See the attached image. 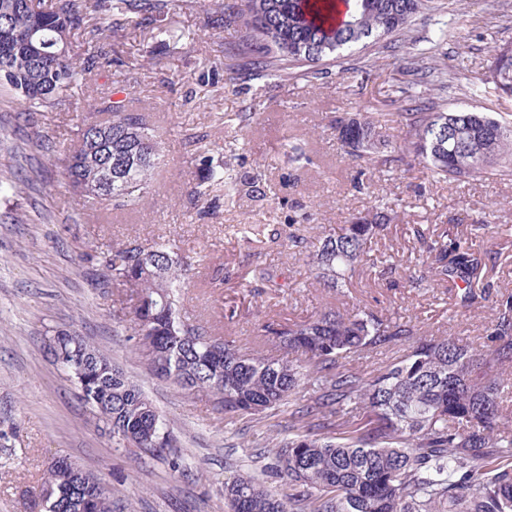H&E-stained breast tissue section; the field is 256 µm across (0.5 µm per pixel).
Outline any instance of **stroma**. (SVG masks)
<instances>
[{"mask_svg": "<svg viewBox=\"0 0 512 512\" xmlns=\"http://www.w3.org/2000/svg\"><path fill=\"white\" fill-rule=\"evenodd\" d=\"M460 15L464 26L436 42L438 29L453 26ZM168 29L163 39L127 25L110 47L111 71L89 78L36 126L16 123L20 106L0 89V181L10 185L0 193V512H30L44 469L59 456L111 489L116 512H229L221 491L225 475H262L273 440L288 437L287 412L250 428L217 414L205 393L184 394L152 378L131 351L130 323L118 313L115 289L99 286L83 260L87 252L127 239L147 244L174 236L182 254L197 263L184 290V315L243 344L270 318L302 320L360 306L435 336L466 337L478 348L496 298L512 292V176L448 185L410 159L361 166L328 130L332 117L356 115L370 103L384 114L380 135L396 139L397 114L411 96L448 110L490 112L512 125V97L487 79L496 53L512 46V0H430L406 29L338 58L325 73L298 70L288 81L265 86L246 76L228 80L221 61L236 34L206 27L201 0H181ZM403 46L423 53V69L400 73L395 53ZM117 88L131 110L149 115L163 156L139 202L95 214L82 209L61 168L34 141L42 133L64 150L77 137L78 115L106 107ZM259 95L260 112L242 126L241 113ZM191 132L206 134L209 155L238 175L261 172L266 199L240 193L229 201L217 191L205 202L192 200L190 190L207 168L182 145ZM287 136L302 147L305 162L291 160L283 146ZM15 165L22 166L23 181H15ZM380 200L397 211L398 221L346 286L323 288L310 271L309 253ZM201 208L208 212L202 220ZM303 213L310 220L298 227L302 246L283 237L249 253L240 249L239 224L282 230ZM481 220L489 221L488 234L474 232ZM446 229L482 259L469 307L452 284L413 280L426 258V240ZM220 266L231 280L217 300L204 283ZM259 269L273 281L254 279ZM51 330L86 336L140 385L180 440V471L168 457L118 446L98 429L76 386L43 350Z\"/></svg>", "mask_w": 512, "mask_h": 512, "instance_id": "1", "label": "stroma"}]
</instances>
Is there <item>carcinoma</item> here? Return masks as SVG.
Segmentation results:
<instances>
[{
    "label": "carcinoma",
    "mask_w": 512,
    "mask_h": 512,
    "mask_svg": "<svg viewBox=\"0 0 512 512\" xmlns=\"http://www.w3.org/2000/svg\"><path fill=\"white\" fill-rule=\"evenodd\" d=\"M353 8L336 18V0H203L205 24L232 27L237 41L224 54L235 80L243 70L257 79L285 82L295 68L311 73L345 52L405 29L425 0H344ZM178 0H51L25 6L0 0V87L15 93L17 119L35 122L54 112L88 76L112 67L105 51L126 24L168 35L163 22ZM39 31L50 55L35 57L10 36ZM488 79L512 96V48L499 51ZM406 127L399 149L424 165L437 182L505 175L512 157V126L480 110H448L420 98L399 113ZM366 107L358 127L338 140L355 161L370 164L389 142ZM76 141L58 158L68 186L91 211L121 210L148 193L161 156L145 114L122 100L104 119L79 118ZM205 136L184 135L203 156L208 174L192 188L199 200L216 187H247L265 196L262 174L240 183L224 162L201 151ZM112 166V187L99 183L98 165ZM397 221L379 203L354 217L309 255L315 279L344 284L368 256L372 240ZM266 225H243L244 241L266 238ZM419 276L462 284L471 303L482 261L445 231L427 245ZM101 284L126 290L121 308L132 325L134 351L155 378L184 393L205 391L227 420L259 419L293 407L288 440L275 444L266 469L285 481L279 495L240 472L224 479L230 512H512V292L493 305L478 353L460 336H424L409 321L356 307L333 309L301 321L258 324V347H245L211 326L184 316L182 284L193 263L176 240L161 236L145 247L136 240L85 254ZM102 429L119 445L157 457L177 440L166 420L112 358L78 333L47 337ZM397 350L374 374L353 366L370 350ZM307 384L313 396H299ZM33 512H114L112 491L68 458L46 468Z\"/></svg>",
    "instance_id": "1"
}]
</instances>
